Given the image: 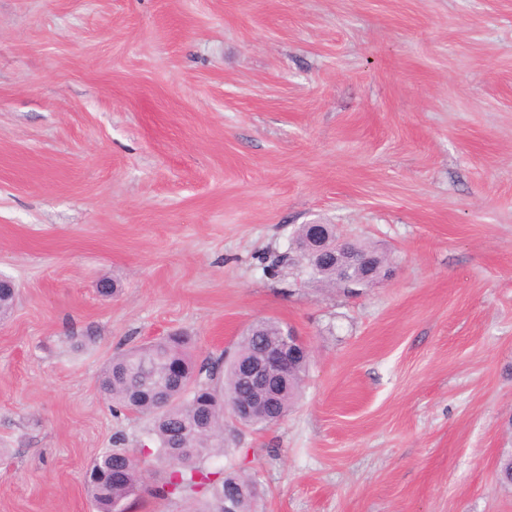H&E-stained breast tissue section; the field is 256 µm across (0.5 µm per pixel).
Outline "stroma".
Instances as JSON below:
<instances>
[{
  "mask_svg": "<svg viewBox=\"0 0 512 512\" xmlns=\"http://www.w3.org/2000/svg\"><path fill=\"white\" fill-rule=\"evenodd\" d=\"M302 224L390 275L265 274ZM0 275V512H95L87 464L147 443L113 354L260 318L310 362L212 461L255 512H512V0H0Z\"/></svg>",
  "mask_w": 512,
  "mask_h": 512,
  "instance_id": "stroma-1",
  "label": "stroma"
}]
</instances>
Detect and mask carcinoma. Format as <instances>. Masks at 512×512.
<instances>
[{"instance_id": "cac0c4a2", "label": "carcinoma", "mask_w": 512, "mask_h": 512, "mask_svg": "<svg viewBox=\"0 0 512 512\" xmlns=\"http://www.w3.org/2000/svg\"><path fill=\"white\" fill-rule=\"evenodd\" d=\"M302 271L326 287H335L336 267L328 255ZM19 292L0 288V312L12 315ZM282 324L272 318L251 323L241 334L234 354L196 361L189 339L172 334L133 345L112 357L101 370L98 383L116 414L148 415L149 435L157 444L156 460L164 465L162 477L146 464L143 448L123 447V435L114 438V448L97 456L85 478L86 493L97 512H126L128 501L146 485L159 499L191 501L190 512H252L258 482L224 468L208 465V460L224 455V417L230 416L247 427L265 428L280 422L297 398L308 371V356H297L287 373L268 388L274 392L273 411L237 414L231 402L242 384L241 365L259 357L265 343L281 338ZM127 459L125 478L109 481L110 464Z\"/></svg>"}]
</instances>
